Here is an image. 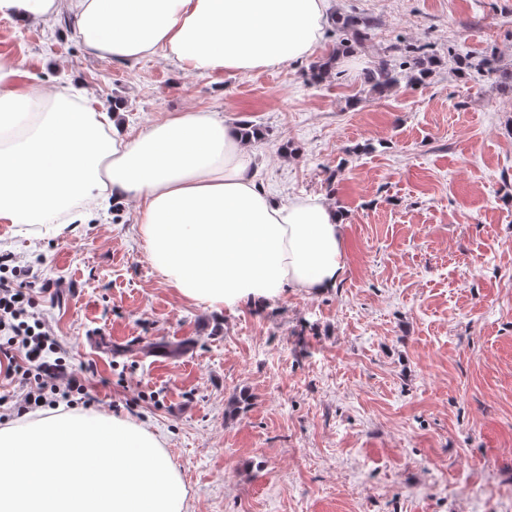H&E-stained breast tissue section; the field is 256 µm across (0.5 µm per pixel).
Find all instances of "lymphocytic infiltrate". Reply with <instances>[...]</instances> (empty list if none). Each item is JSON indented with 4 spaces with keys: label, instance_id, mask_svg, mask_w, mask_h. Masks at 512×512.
Here are the masks:
<instances>
[{
    "label": "lymphocytic infiltrate",
    "instance_id": "lymphocytic-infiltrate-1",
    "mask_svg": "<svg viewBox=\"0 0 512 512\" xmlns=\"http://www.w3.org/2000/svg\"><path fill=\"white\" fill-rule=\"evenodd\" d=\"M7 263L0 258V373L23 389L19 399L0 396L19 417L36 408L56 405L58 398L88 396V380L67 360L44 313L39 310L37 292H50V283L39 291L26 288L18 280L2 276Z\"/></svg>",
    "mask_w": 512,
    "mask_h": 512
}]
</instances>
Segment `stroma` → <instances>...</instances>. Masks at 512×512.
I'll return each mask as SVG.
<instances>
[{"label":"stroma","mask_w":512,"mask_h":512,"mask_svg":"<svg viewBox=\"0 0 512 512\" xmlns=\"http://www.w3.org/2000/svg\"><path fill=\"white\" fill-rule=\"evenodd\" d=\"M372 48L249 74L88 56L64 19L0 15L28 82L121 106L126 131L193 107L261 131L251 167L276 197L347 215L344 280L214 312L151 265L131 207L60 238L0 224V255L59 285L39 300L91 410L157 431L190 512H512V0H336ZM423 48L391 92L376 54ZM490 57L497 69L464 65Z\"/></svg>","instance_id":"35a3bbf8"}]
</instances>
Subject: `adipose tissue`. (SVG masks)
I'll return each instance as SVG.
<instances>
[{"mask_svg":"<svg viewBox=\"0 0 512 512\" xmlns=\"http://www.w3.org/2000/svg\"><path fill=\"white\" fill-rule=\"evenodd\" d=\"M330 0H0L19 25L68 12L87 54L162 55L186 71L246 74L309 57ZM118 110L43 93L0 55V224L54 235L95 217L101 197L137 203L153 267L212 311L263 305L293 288L338 286L343 217L321 196L273 198L250 167L252 137L188 109L134 134ZM0 512H189L161 438L128 417L58 404L0 426Z\"/></svg>","mask_w":512,"mask_h":512,"instance_id":"1","label":"adipose tissue"}]
</instances>
